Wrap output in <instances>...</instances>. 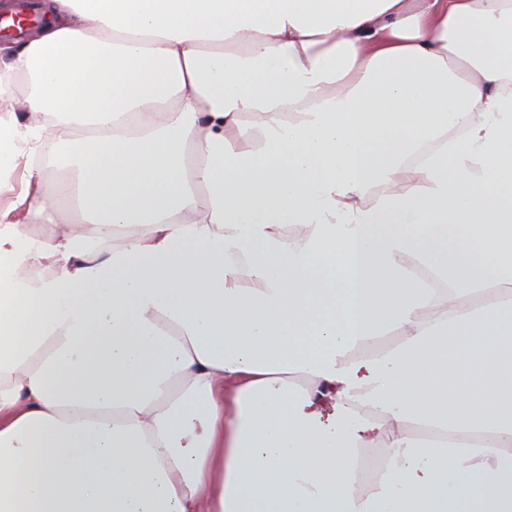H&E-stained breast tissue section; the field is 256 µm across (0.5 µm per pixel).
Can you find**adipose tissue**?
Returning a JSON list of instances; mask_svg holds the SVG:
<instances>
[{
  "label": "adipose tissue",
  "instance_id": "obj_1",
  "mask_svg": "<svg viewBox=\"0 0 512 512\" xmlns=\"http://www.w3.org/2000/svg\"><path fill=\"white\" fill-rule=\"evenodd\" d=\"M40 10L0 48L49 227L0 206V512H512V0ZM84 133L77 132L70 143H60L59 148H55L50 162L42 165V177L48 181H63L74 175L70 161L73 155L76 141L84 137Z\"/></svg>",
  "mask_w": 512,
  "mask_h": 512
}]
</instances>
